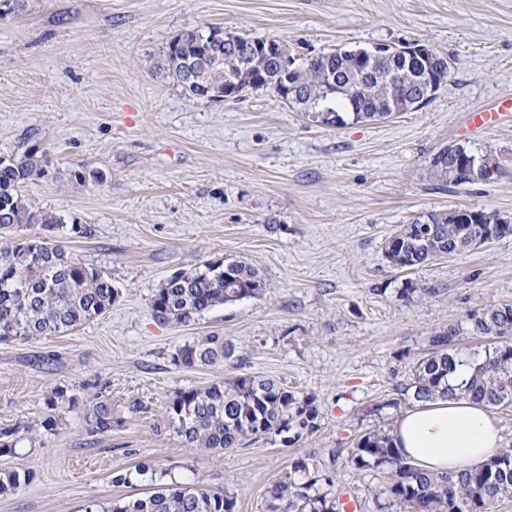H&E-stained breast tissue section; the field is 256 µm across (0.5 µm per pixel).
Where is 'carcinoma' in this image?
I'll list each match as a JSON object with an SVG mask.
<instances>
[{"label":"carcinoma","instance_id":"carcinoma-1","mask_svg":"<svg viewBox=\"0 0 512 512\" xmlns=\"http://www.w3.org/2000/svg\"><path fill=\"white\" fill-rule=\"evenodd\" d=\"M202 33L189 29L177 34L157 62L182 89L205 97L209 86H224L228 71L217 66L192 74L184 61L202 53ZM266 40L244 37L224 45L246 67L236 72L241 91L288 87L296 94L294 105L311 97H323L328 125H343L346 118L364 121L384 116L395 106L414 107L420 101L416 87L418 63L405 57L371 61L366 50H336L303 59L305 67L289 75L275 61L256 53ZM458 149L448 144L433 155L430 176L438 184L459 185L449 164ZM44 166L34 153L0 158V230L39 223L52 230L59 219L35 212L21 194L23 184L42 176ZM466 225L448 218L446 211L420 215L403 224L385 240L387 261L404 270L416 269L436 256L469 249ZM266 287L258 270L244 260L208 262L204 269L183 271L158 288L152 301L153 317L162 324L186 326L204 313L246 297ZM118 297V290L100 272L67 255L47 237H21L0 243V342L29 339L72 331L102 314ZM465 336L492 337L493 347L468 364L474 367L466 386L448 382L460 362L457 343ZM178 365L215 366L242 361L236 346L222 336H203L184 344L173 354ZM403 395L416 402L438 396L462 394L488 409L512 405V304H493L467 314L429 340L428 352L410 370ZM78 403L74 394L54 387L44 404L58 412ZM318 412L312 401L296 396L273 379L241 374L205 388L174 394L164 410L165 427L186 447L223 452L246 441L279 436L297 424L310 427ZM112 402L100 397L87 401L86 422L92 433L112 430ZM35 426L24 423L0 428V452H10ZM354 471L383 467L390 475L382 491L399 512H495L512 500V447L503 448L479 467L461 473L433 475L407 461L392 444L390 429L378 426L362 434L346 458ZM27 478L18 470L0 472V494L17 488ZM319 477L301 459L268 490V512H338L336 496L319 492ZM234 498L177 483L162 485L143 497L120 498L111 512H235Z\"/></svg>","mask_w":512,"mask_h":512}]
</instances>
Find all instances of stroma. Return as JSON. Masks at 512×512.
<instances>
[{"label": "stroma", "mask_w": 512, "mask_h": 512, "mask_svg": "<svg viewBox=\"0 0 512 512\" xmlns=\"http://www.w3.org/2000/svg\"><path fill=\"white\" fill-rule=\"evenodd\" d=\"M288 43L297 54L423 43L447 57L448 80L422 109L330 126L270 91L211 102L158 73L188 28ZM512 98V0H0V157L37 153L44 177L22 193L61 216L67 254L119 296L87 324L0 342V428L41 419L53 387L79 402L55 432L0 453V472L28 475L0 512H84L140 496L112 475L145 465L160 484L227 493L235 512H267L266 490L305 459L333 492L375 512L387 480L343 458L360 435L393 426L401 383L431 336L481 307L512 304V235L401 271L384 255L399 225L430 211L485 209L512 220V119L463 131L469 113ZM487 154L491 179L441 186L439 148ZM73 224L90 227L85 237ZM243 259L263 292L164 325L151 300L165 279ZM217 335L242 349L244 372L271 378L318 410L295 440L259 438L217 455L163 427L181 390L235 375L185 367L184 343ZM115 411L87 430L86 402ZM86 422L90 433H104L112 429L114 413L112 402L96 397L87 401Z\"/></svg>", "instance_id": "obj_1"}]
</instances>
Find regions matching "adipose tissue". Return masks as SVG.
<instances>
[{
    "label": "adipose tissue",
    "mask_w": 512,
    "mask_h": 512,
    "mask_svg": "<svg viewBox=\"0 0 512 512\" xmlns=\"http://www.w3.org/2000/svg\"><path fill=\"white\" fill-rule=\"evenodd\" d=\"M392 436L403 458L435 475L473 469L502 447L495 419L464 397L417 404L397 419Z\"/></svg>",
    "instance_id": "obj_1"
}]
</instances>
